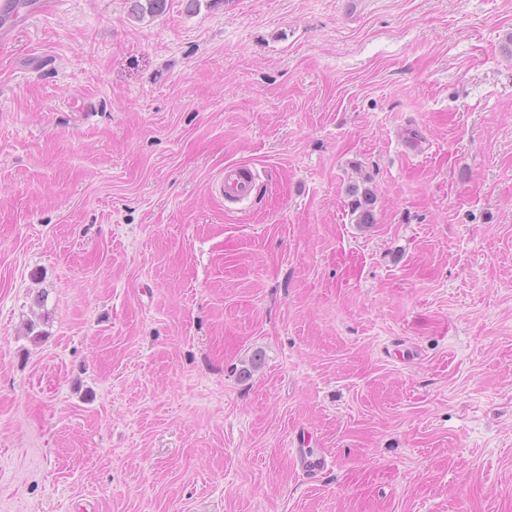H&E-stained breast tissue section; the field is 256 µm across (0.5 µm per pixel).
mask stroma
<instances>
[{
    "instance_id": "35a3bbf8",
    "label": "stroma",
    "mask_w": 512,
    "mask_h": 512,
    "mask_svg": "<svg viewBox=\"0 0 512 512\" xmlns=\"http://www.w3.org/2000/svg\"><path fill=\"white\" fill-rule=\"evenodd\" d=\"M344 3L21 9L0 512H512V0ZM246 169L226 167L224 175L216 182L215 188L226 202L243 204L250 199L253 190L252 177ZM351 200L349 208L352 216H355V223L371 224L374 222L373 205L374 192L370 187L354 184L350 192ZM295 449L296 464L306 475H314L329 467V460L326 455L315 453L308 448Z\"/></svg>"
}]
</instances>
